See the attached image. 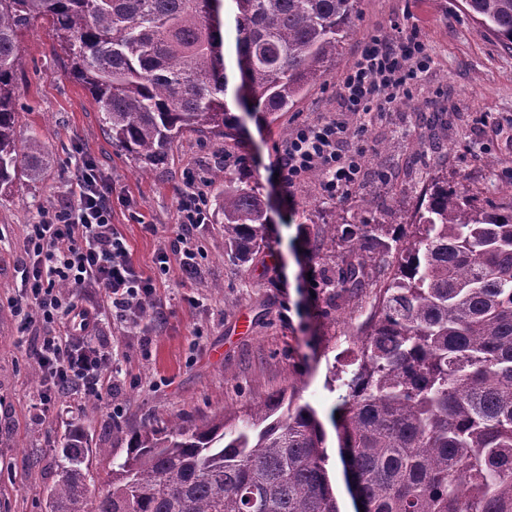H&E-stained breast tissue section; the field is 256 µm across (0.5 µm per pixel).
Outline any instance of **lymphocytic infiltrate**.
<instances>
[{
	"mask_svg": "<svg viewBox=\"0 0 512 512\" xmlns=\"http://www.w3.org/2000/svg\"><path fill=\"white\" fill-rule=\"evenodd\" d=\"M430 62L427 47L413 28L396 35L371 32L336 91L334 118L298 124L274 165L288 187L319 174L324 193L340 198L363 180L364 125L349 117L383 113L397 91L408 90ZM178 204V233L171 251L159 252L156 263L170 270L179 262L195 273L194 227L208 223L209 197L193 170H185ZM75 205L43 209L25 238L28 261L21 271V289L12 305L24 328L41 331L34 363L53 387L71 388L103 397L109 389L112 353L106 343L85 342L97 330V307L78 304L64 286L102 290L120 323L135 326L146 314L145 300L154 298V276L135 267L125 238L112 222V200L95 165H83L75 178Z\"/></svg>",
	"mask_w": 512,
	"mask_h": 512,
	"instance_id": "1",
	"label": "lymphocytic infiltrate"
}]
</instances>
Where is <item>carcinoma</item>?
Returning <instances> with one entry per match:
<instances>
[{"instance_id": "carcinoma-1", "label": "carcinoma", "mask_w": 512, "mask_h": 512, "mask_svg": "<svg viewBox=\"0 0 512 512\" xmlns=\"http://www.w3.org/2000/svg\"><path fill=\"white\" fill-rule=\"evenodd\" d=\"M0 0V187L33 178L40 137L17 139L22 37L47 22L112 144L163 164L186 134L224 139L229 76L248 79L263 117L287 112L336 67L361 0ZM512 48V0H464ZM224 255L244 261L270 219L249 182L224 184ZM413 230L324 224L346 244L339 283L376 288L355 369L343 382L341 447L364 512H512V204L495 206L438 178ZM82 434L64 437L46 512H339L315 411L282 390L238 415L169 418L112 457L89 496Z\"/></svg>"}]
</instances>
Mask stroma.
<instances>
[{
    "instance_id": "1",
    "label": "stroma",
    "mask_w": 512,
    "mask_h": 512,
    "mask_svg": "<svg viewBox=\"0 0 512 512\" xmlns=\"http://www.w3.org/2000/svg\"><path fill=\"white\" fill-rule=\"evenodd\" d=\"M394 20L418 29L430 67L409 97L368 123L364 180L339 199L324 194L317 174L293 188L277 181L276 147L297 124L335 116L337 80L366 35ZM354 24L356 34L335 70L293 109L267 124L230 104L239 118L232 138L184 137L166 164L145 175L133 157L113 146L90 95L68 77L48 24L35 21L25 32L17 136L39 131L45 153L38 177L0 189V512H46L66 431L80 429L88 447L122 457L129 438L163 416L197 423L282 389L295 390L315 410L326 432V470L338 508L355 512L336 414L340 378L351 368L375 291L336 285L345 248L315 252V233L341 219L411 223L438 176L481 200L512 202V49L480 31L463 0H362ZM421 139L440 147L414 158ZM88 161L111 184L112 222L145 272L175 238L183 170L205 180L211 218L193 232L197 273L171 268L159 283L156 310L139 326L130 329L113 318L98 289L75 290L79 302L101 304L97 337L111 346L122 371L103 400L63 391L42 415L36 404L43 379L32 364L38 338L19 337L10 301L27 260L28 225L38 222L42 208L74 201V174ZM228 177L248 180L270 216L264 245L242 262L224 255Z\"/></svg>"
}]
</instances>
